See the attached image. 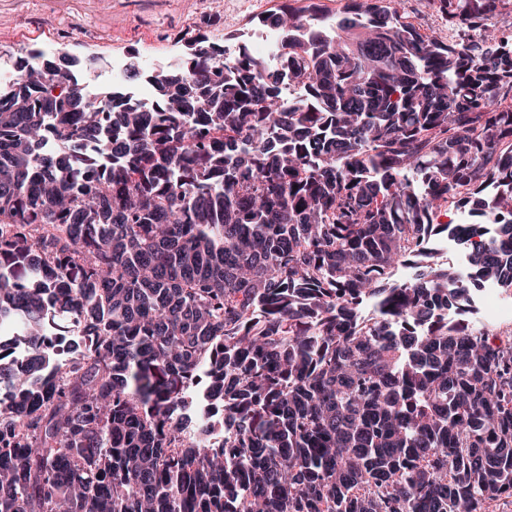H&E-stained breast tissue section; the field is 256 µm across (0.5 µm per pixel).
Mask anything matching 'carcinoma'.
<instances>
[{
	"label": "carcinoma",
	"mask_w": 512,
	"mask_h": 512,
	"mask_svg": "<svg viewBox=\"0 0 512 512\" xmlns=\"http://www.w3.org/2000/svg\"><path fill=\"white\" fill-rule=\"evenodd\" d=\"M280 0L306 100L245 43L197 35L151 71L154 111L69 67L0 91V512H487L512 503V347L434 323L477 282L512 292V222L466 241L470 276L420 242L452 198L512 214V0ZM113 137L91 154L70 143ZM224 134L220 148L212 133ZM64 150L47 152L50 135ZM489 182L497 194L486 200ZM399 263L422 265L409 284ZM367 299L382 321L359 328ZM86 328L60 369L57 311ZM227 431L221 447L184 438ZM406 21L419 25L421 32L427 36L444 43H454L459 40L460 34L455 30L448 32V16L434 9L430 12L423 1L405 0L403 5Z\"/></svg>",
	"instance_id": "carcinoma-1"
}]
</instances>
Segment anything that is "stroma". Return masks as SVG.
<instances>
[{
	"label": "stroma",
	"mask_w": 512,
	"mask_h": 512,
	"mask_svg": "<svg viewBox=\"0 0 512 512\" xmlns=\"http://www.w3.org/2000/svg\"><path fill=\"white\" fill-rule=\"evenodd\" d=\"M13 2L0 0V65L13 66L40 48L48 59H80L94 78L108 61L133 62L141 48L149 49L154 64L170 63L185 52L204 17L212 18L213 35L253 32V18L278 0H112L108 16L97 14L89 0H28L22 17Z\"/></svg>",
	"instance_id": "obj_1"
}]
</instances>
